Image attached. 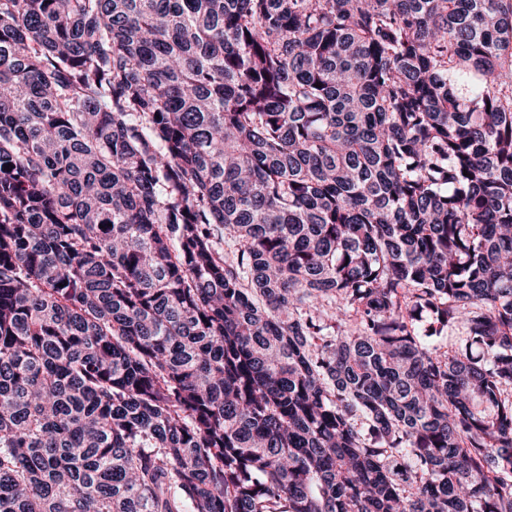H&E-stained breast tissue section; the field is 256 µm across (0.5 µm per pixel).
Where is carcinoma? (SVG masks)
Here are the masks:
<instances>
[{"instance_id": "cac0c4a2", "label": "carcinoma", "mask_w": 512, "mask_h": 512, "mask_svg": "<svg viewBox=\"0 0 512 512\" xmlns=\"http://www.w3.org/2000/svg\"><path fill=\"white\" fill-rule=\"evenodd\" d=\"M0 512H512V0H0Z\"/></svg>"}]
</instances>
